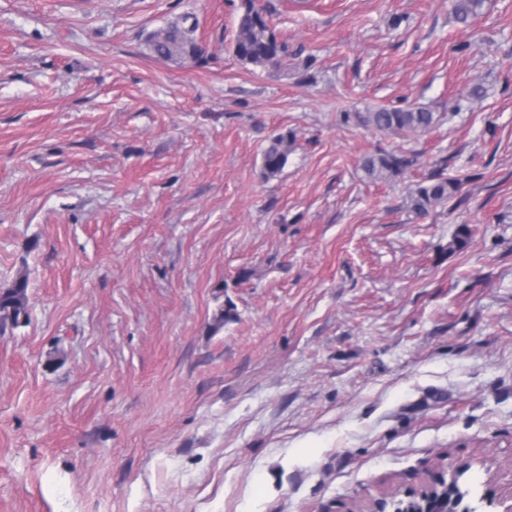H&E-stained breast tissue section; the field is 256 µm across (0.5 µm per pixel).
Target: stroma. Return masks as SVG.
<instances>
[{
    "label": "stroma",
    "instance_id": "stroma-1",
    "mask_svg": "<svg viewBox=\"0 0 512 512\" xmlns=\"http://www.w3.org/2000/svg\"><path fill=\"white\" fill-rule=\"evenodd\" d=\"M0 0V512H355L512 486V0ZM189 15L210 59L153 58ZM425 108L380 132L355 115ZM293 136L277 177L270 136ZM413 158L369 179L379 153ZM461 187L416 216L430 176ZM467 230L457 245L459 230ZM256 0H242L234 39V54L241 61L255 66L276 67L287 54V46L278 40L269 27L263 9ZM355 118L365 127L391 133L424 132L437 121L434 112L422 108L403 110L380 107L372 112L356 113ZM28 281L26 277L16 279L9 287L0 288V320L18 324L28 318ZM466 471L467 470L453 473L445 486L441 485L444 474H439L422 485L419 489L407 492L404 497L414 505L409 508V512H451V508H448V486L453 488L461 496H465L458 482L459 478ZM435 505H440L442 508L434 509Z\"/></svg>",
    "mask_w": 512,
    "mask_h": 512
}]
</instances>
